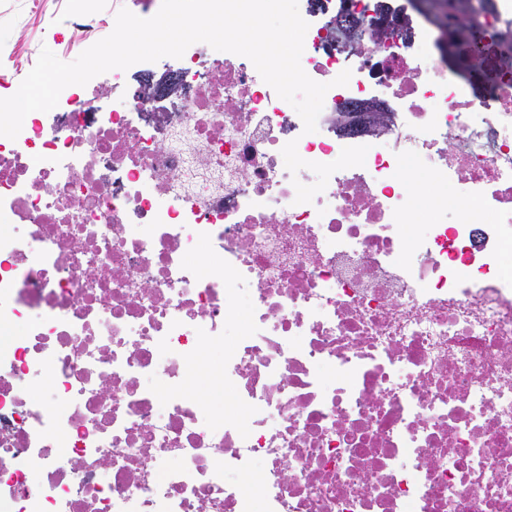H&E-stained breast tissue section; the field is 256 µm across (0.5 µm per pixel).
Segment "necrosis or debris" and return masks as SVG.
<instances>
[{
  "instance_id": "obj_1",
  "label": "necrosis or debris",
  "mask_w": 512,
  "mask_h": 512,
  "mask_svg": "<svg viewBox=\"0 0 512 512\" xmlns=\"http://www.w3.org/2000/svg\"><path fill=\"white\" fill-rule=\"evenodd\" d=\"M298 6L315 132L195 43L0 136V512H512V5L451 59L402 0ZM192 386L201 390H209V396L213 402L221 406L224 413L239 415L245 412L247 406L238 400L232 387H215L210 389L209 377L206 374H196L191 382Z\"/></svg>"
}]
</instances>
